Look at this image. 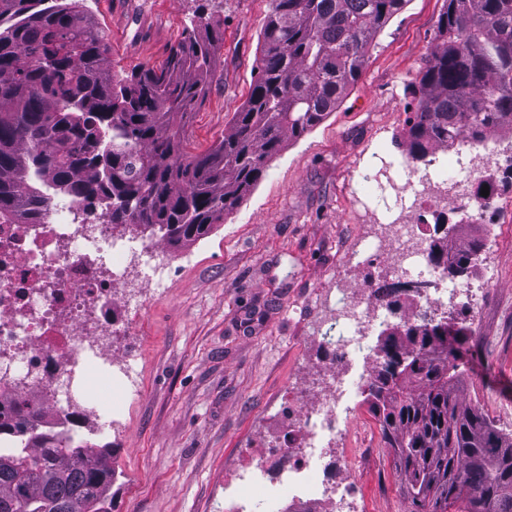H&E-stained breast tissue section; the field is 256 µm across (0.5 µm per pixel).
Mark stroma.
Instances as JSON below:
<instances>
[{
  "instance_id": "stroma-1",
  "label": "stroma",
  "mask_w": 512,
  "mask_h": 512,
  "mask_svg": "<svg viewBox=\"0 0 512 512\" xmlns=\"http://www.w3.org/2000/svg\"><path fill=\"white\" fill-rule=\"evenodd\" d=\"M110 45L107 68L122 79L162 66L193 20L220 27L209 92L186 128L200 153L223 138L257 75L258 40L269 0H86ZM444 0H406L367 51L359 79L321 123L285 140L256 186L223 223L173 251L179 271L161 297L126 322L142 391L123 404L124 425L94 431L112 447V512H224V477L277 436L289 387L318 379L332 358L318 328L326 293L355 286L350 258L370 231L359 205L360 175L373 152L403 156L420 72L435 46ZM494 234L461 225L484 247L472 280L493 269L479 307L464 312L462 392L512 434V187L503 169ZM340 454L361 512H407L402 479L365 403Z\"/></svg>"
}]
</instances>
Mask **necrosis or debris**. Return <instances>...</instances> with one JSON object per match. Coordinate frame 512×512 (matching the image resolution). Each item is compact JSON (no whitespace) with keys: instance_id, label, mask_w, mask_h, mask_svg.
<instances>
[{"instance_id":"1","label":"necrosis or debris","mask_w":512,"mask_h":512,"mask_svg":"<svg viewBox=\"0 0 512 512\" xmlns=\"http://www.w3.org/2000/svg\"><path fill=\"white\" fill-rule=\"evenodd\" d=\"M511 146L491 140L475 152L464 145L434 153L421 167L386 161L383 181L363 174L367 196L390 202L372 214L377 230L358 253L359 267L391 283L437 277L430 227L441 221L447 192L471 198L489 184L491 167ZM176 273L155 238L108 223L72 197L57 199L42 223H0V407L34 404L41 410L40 429L58 431L93 421L102 411L100 392L88 387L92 372L124 398L138 396L135 352L113 347L117 318L145 310ZM337 305L319 330L334 356L322 393L292 398L279 412L283 428L301 440L300 452L289 455L284 441L264 442L225 482L224 512H353L352 486L329 483L326 469L332 461L343 471L353 466L352 457L335 458L331 451L349 436L347 416L375 364L371 338L389 313L367 282L356 296L340 292ZM273 457L288 460L274 479L267 468Z\"/></svg>"}]
</instances>
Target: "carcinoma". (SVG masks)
<instances>
[{"mask_svg":"<svg viewBox=\"0 0 512 512\" xmlns=\"http://www.w3.org/2000/svg\"><path fill=\"white\" fill-rule=\"evenodd\" d=\"M406 0H271L252 91L224 138L187 152L224 33L208 23L160 68L118 82L85 0H0V220L33 222L21 193L47 174L111 224H142L169 245L208 234L256 185L285 138L336 109L368 46ZM406 156L480 143L512 127V0H446L414 92ZM482 241L443 235L431 256L468 275ZM365 390L408 512H512V437L460 395L458 317L387 325ZM0 412V512H111L112 448L25 426Z\"/></svg>","mask_w":512,"mask_h":512,"instance_id":"carcinoma-1","label":"carcinoma"}]
</instances>
